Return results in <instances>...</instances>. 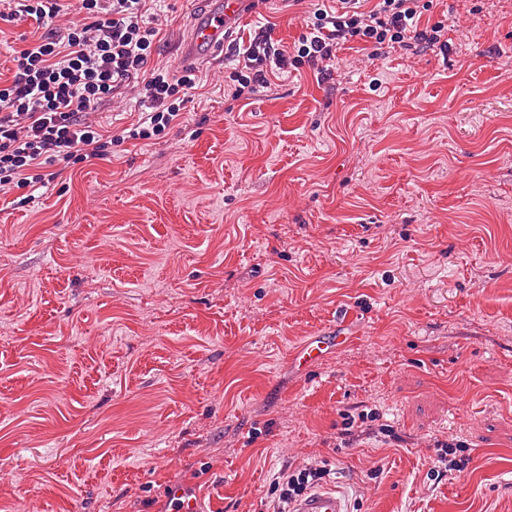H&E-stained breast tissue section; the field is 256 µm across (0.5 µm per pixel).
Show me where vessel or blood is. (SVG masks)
<instances>
[{
  "instance_id": "obj_1",
  "label": "vessel or blood",
  "mask_w": 512,
  "mask_h": 512,
  "mask_svg": "<svg viewBox=\"0 0 512 512\" xmlns=\"http://www.w3.org/2000/svg\"><path fill=\"white\" fill-rule=\"evenodd\" d=\"M253 0H202L191 19L189 33L181 49L185 63L205 64L223 55L224 41L243 17ZM333 336H315L300 343L292 362L300 372H308L333 353ZM292 512H349L344 494L336 487L315 489L299 499Z\"/></svg>"
}]
</instances>
